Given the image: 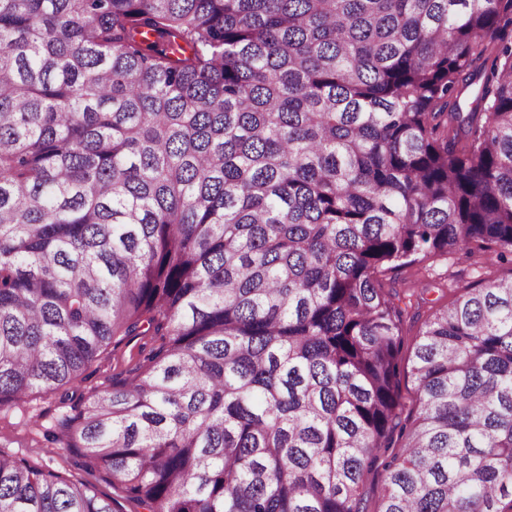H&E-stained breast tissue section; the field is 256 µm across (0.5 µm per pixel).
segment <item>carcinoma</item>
<instances>
[{
	"mask_svg": "<svg viewBox=\"0 0 512 512\" xmlns=\"http://www.w3.org/2000/svg\"><path fill=\"white\" fill-rule=\"evenodd\" d=\"M512 0H0V412L156 345L52 441L144 512H512ZM401 456L386 460L393 438ZM0 512H121L0 455ZM484 262L473 254L458 251L446 258L422 260L404 268L387 270L378 276L380 287L385 292L396 293L404 302L411 299L412 306L408 304L400 324V357L403 363H407L424 323L436 309L448 306L464 292V288L476 287L483 280L512 275L510 261ZM362 490V510L364 512H379L386 491L382 467L373 468L365 474Z\"/></svg>",
	"mask_w": 512,
	"mask_h": 512,
	"instance_id": "1",
	"label": "carcinoma"
}]
</instances>
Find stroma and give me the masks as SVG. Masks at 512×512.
<instances>
[{"mask_svg":"<svg viewBox=\"0 0 512 512\" xmlns=\"http://www.w3.org/2000/svg\"><path fill=\"white\" fill-rule=\"evenodd\" d=\"M511 275V262H485L462 251L381 273V288L409 303L400 324L401 359H409L425 322L436 309L448 306L464 289L476 287L481 281ZM154 344V336L147 331L138 336L115 337L93 376L64 386L62 394L69 395V402H61V394H35L0 414V452L26 458L73 480L89 481L101 498L120 500L122 512H142L136 503L123 499L110 472L87 470L81 459L69 449L56 447L49 437L58 421L70 413L71 400L80 399L92 389L108 387L115 375L137 363Z\"/></svg>","mask_w":512,"mask_h":512,"instance_id":"obj_1","label":"stroma"}]
</instances>
